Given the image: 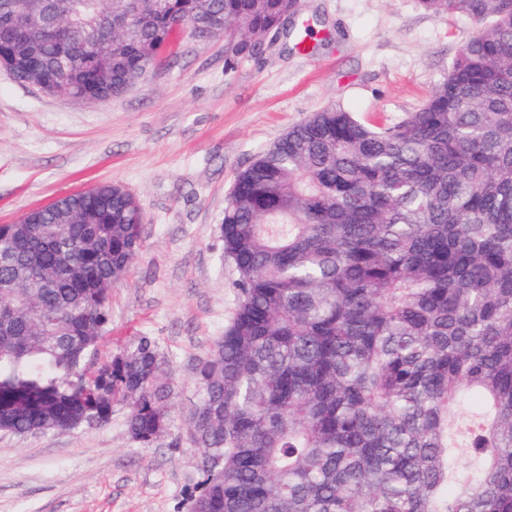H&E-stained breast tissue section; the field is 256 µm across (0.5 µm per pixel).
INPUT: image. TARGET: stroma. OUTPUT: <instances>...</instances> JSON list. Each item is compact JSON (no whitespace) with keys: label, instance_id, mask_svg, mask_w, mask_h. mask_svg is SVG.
<instances>
[{"label":"stroma","instance_id":"1","mask_svg":"<svg viewBox=\"0 0 512 512\" xmlns=\"http://www.w3.org/2000/svg\"><path fill=\"white\" fill-rule=\"evenodd\" d=\"M300 4L293 37L233 69L224 37L185 38L176 63L102 103L36 91L0 68V224L103 182L125 187L146 216L143 243L112 288L94 358L147 336L175 381L174 423L148 446L128 434L121 407L100 427L0 432V512H187L201 479L186 439L194 366L237 302L219 237L237 171L325 106L391 121L415 111L476 29L417 0Z\"/></svg>","mask_w":512,"mask_h":512}]
</instances>
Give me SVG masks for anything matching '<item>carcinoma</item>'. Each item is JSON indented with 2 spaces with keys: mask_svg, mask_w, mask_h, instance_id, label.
Returning <instances> with one entry per match:
<instances>
[{
  "mask_svg": "<svg viewBox=\"0 0 512 512\" xmlns=\"http://www.w3.org/2000/svg\"><path fill=\"white\" fill-rule=\"evenodd\" d=\"M0 67L104 102L170 51L174 28L260 52L298 0H30L90 13L5 28ZM473 20L415 112L374 124L329 105L240 170L220 237L234 316L195 368V512H512V0H418ZM145 223L102 183L0 224V432H70L127 410L167 433L174 383L148 336L95 364L112 286Z\"/></svg>",
  "mask_w": 512,
  "mask_h": 512,
  "instance_id": "carcinoma-1",
  "label": "carcinoma"
}]
</instances>
